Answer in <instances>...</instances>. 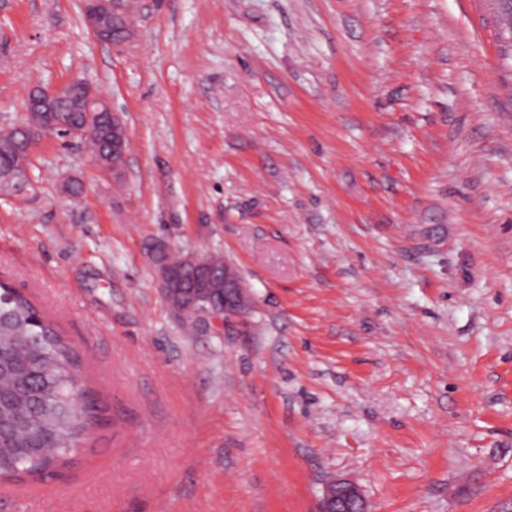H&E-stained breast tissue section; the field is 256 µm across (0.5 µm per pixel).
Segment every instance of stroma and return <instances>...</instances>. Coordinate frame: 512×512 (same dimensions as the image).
Here are the masks:
<instances>
[{
    "instance_id": "1",
    "label": "stroma",
    "mask_w": 512,
    "mask_h": 512,
    "mask_svg": "<svg viewBox=\"0 0 512 512\" xmlns=\"http://www.w3.org/2000/svg\"><path fill=\"white\" fill-rule=\"evenodd\" d=\"M77 77L128 128L121 179L41 137L0 202V280L54 321L104 420L0 512H512V58L489 0H0V125ZM79 181L77 195L64 180ZM251 294L190 334L158 248ZM139 4V0H83L84 20L99 42L112 46H124L133 38ZM112 19H119L127 29L128 35L121 42H114L110 37ZM342 508H350L349 512H370L360 488L354 482L338 477L334 484L325 486L319 512H346L341 511Z\"/></svg>"
}]
</instances>
